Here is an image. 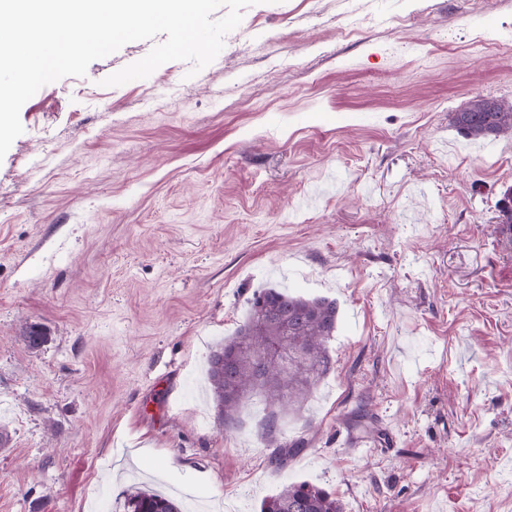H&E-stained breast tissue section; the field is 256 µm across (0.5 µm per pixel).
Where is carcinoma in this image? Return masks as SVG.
<instances>
[{
  "label": "carcinoma",
  "instance_id": "1",
  "mask_svg": "<svg viewBox=\"0 0 512 512\" xmlns=\"http://www.w3.org/2000/svg\"><path fill=\"white\" fill-rule=\"evenodd\" d=\"M457 131L473 139L512 136V104L496 102L494 111L484 101H470L453 114ZM336 302L306 299L276 288H266L250 302L248 317L236 334L224 340L208 359V379L216 402L219 425L232 422L240 405L255 393L273 408L268 430L276 425L274 408L304 402L327 373L326 343L336 329ZM282 338V364L260 359L270 338ZM131 512H182L180 504L158 492L142 491L127 501ZM261 512H343L341 502L306 482H292L267 497Z\"/></svg>",
  "mask_w": 512,
  "mask_h": 512
}]
</instances>
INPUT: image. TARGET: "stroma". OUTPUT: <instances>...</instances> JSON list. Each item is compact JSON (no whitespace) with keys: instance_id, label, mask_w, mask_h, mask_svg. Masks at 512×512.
Listing matches in <instances>:
<instances>
[{"instance_id":"1","label":"stroma","mask_w":512,"mask_h":512,"mask_svg":"<svg viewBox=\"0 0 512 512\" xmlns=\"http://www.w3.org/2000/svg\"><path fill=\"white\" fill-rule=\"evenodd\" d=\"M499 42L512 0H262L201 71L104 86L139 40L31 97L0 160V512L147 485L260 512L295 481L344 512H512V137L452 123L512 102ZM283 287L335 301L330 368L275 432L258 395L218 427L207 358Z\"/></svg>"}]
</instances>
